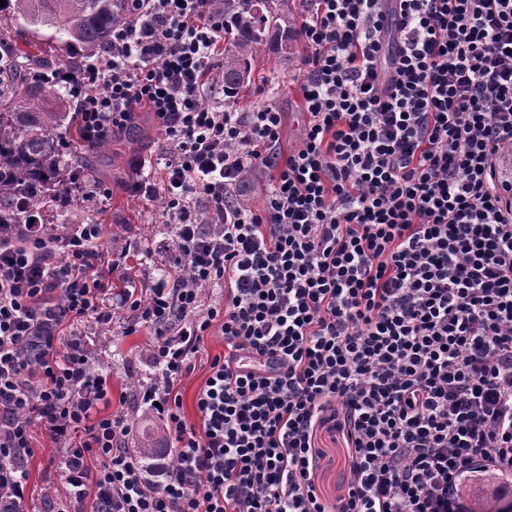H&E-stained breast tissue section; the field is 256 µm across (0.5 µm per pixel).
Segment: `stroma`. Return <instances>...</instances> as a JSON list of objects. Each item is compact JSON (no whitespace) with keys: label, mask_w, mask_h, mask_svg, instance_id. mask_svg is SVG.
<instances>
[{"label":"stroma","mask_w":512,"mask_h":512,"mask_svg":"<svg viewBox=\"0 0 512 512\" xmlns=\"http://www.w3.org/2000/svg\"><path fill=\"white\" fill-rule=\"evenodd\" d=\"M304 71L303 56L286 60L273 53L259 56L253 71L254 78L238 97L240 109H250L255 103L273 101L285 114L281 146L290 152L300 143L301 129L305 117L299 84ZM131 156L121 153L112 163V191L105 208L99 209L75 203L74 212L78 221L97 224H123L128 257L115 273L116 279L132 277L134 288L147 287L150 279L160 268L166 267L168 250L163 247L169 238L168 228L160 224L161 201L141 202L134 199L128 185L133 178L130 168ZM127 319H120L112 329L87 324L85 342L92 374L107 379L112 390L113 401L109 413L119 416L130 430L131 437L140 436L146 409L135 399L131 380L139 378L140 362L144 360L152 338L148 329L140 327L136 332H127ZM221 337L211 336L205 342V350L199 356L192 374L181 383L183 413L187 421H195V395L208 375V366L214 355L222 353ZM33 455L28 462L29 512H44L47 501H56L66 496V489L58 476L60 452L41 430L32 432ZM318 446L323 453L320 473V489L323 494H337L347 474V453L336 432L322 430L318 435Z\"/></svg>","instance_id":"35a3bbf8"}]
</instances>
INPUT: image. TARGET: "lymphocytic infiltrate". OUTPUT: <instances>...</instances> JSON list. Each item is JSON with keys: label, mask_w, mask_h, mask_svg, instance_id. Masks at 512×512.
<instances>
[{"label": "lymphocytic infiltrate", "mask_w": 512, "mask_h": 512, "mask_svg": "<svg viewBox=\"0 0 512 512\" xmlns=\"http://www.w3.org/2000/svg\"><path fill=\"white\" fill-rule=\"evenodd\" d=\"M305 2L285 155L276 106L206 94L224 0H129L72 67L86 146L153 114L161 148L129 191L164 198L177 248L138 299L112 285L103 225L0 233V503L25 498L37 425L62 449L50 512H468L462 487L486 476L512 512V0ZM255 172L262 206H233ZM129 312L154 337L136 400L174 450L151 471L96 413L110 391L82 331ZM212 335L190 425L178 386ZM328 423L348 448L331 500ZM318 446L323 453L320 489L323 494L333 496L338 493L346 479V449L338 434L326 429L318 435Z\"/></svg>", "instance_id": "f902f5d3"}]
</instances>
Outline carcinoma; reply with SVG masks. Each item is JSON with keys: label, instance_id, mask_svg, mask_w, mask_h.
<instances>
[{"label": "carcinoma", "instance_id": "carcinoma-1", "mask_svg": "<svg viewBox=\"0 0 512 512\" xmlns=\"http://www.w3.org/2000/svg\"><path fill=\"white\" fill-rule=\"evenodd\" d=\"M273 0H224V14L233 29L225 40L224 64L213 81L224 93L239 94L252 81V66L273 41L277 53L291 58L300 42L297 20L278 12ZM128 0H4L0 13L8 22L0 27V43L12 47L13 69L0 81V225L20 224L41 217L47 196L62 187L75 167L65 163L72 144L61 136L70 107L59 100L48 105L57 79L53 60L43 59L44 78L21 77L30 55L16 40L43 49L57 45L66 53L86 57L99 51L111 38L112 29L129 14ZM150 120L144 119L117 131L92 148L98 159L114 147L130 149L147 140ZM166 451L165 431H147L139 437L140 458L153 459Z\"/></svg>", "mask_w": 512, "mask_h": 512}]
</instances>
